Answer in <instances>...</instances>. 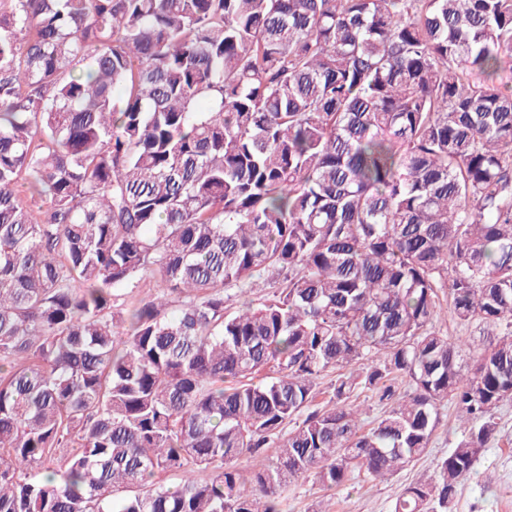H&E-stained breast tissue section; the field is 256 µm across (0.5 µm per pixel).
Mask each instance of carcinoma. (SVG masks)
<instances>
[{
	"instance_id": "1",
	"label": "carcinoma",
	"mask_w": 512,
	"mask_h": 512,
	"mask_svg": "<svg viewBox=\"0 0 512 512\" xmlns=\"http://www.w3.org/2000/svg\"><path fill=\"white\" fill-rule=\"evenodd\" d=\"M508 68L512 0H0V512H283L402 471L450 399L392 512H451L512 400ZM160 276L155 272H146L139 282L138 288L133 290H125V295L120 301H124V306L119 308H127L138 304L141 300H148L151 296L159 292ZM443 309L447 311V318L445 322L439 324L440 331L447 333L448 337L455 338L457 336H463L476 348H483L488 345L492 336L483 334V325L472 323L466 326H460L453 318L445 301L443 302ZM456 411L453 400H448L427 452L392 478L374 481L354 471L332 489L323 487L313 476L300 478L283 493L285 512H391L393 502L405 487L437 480V464L461 438Z\"/></svg>"
}]
</instances>
